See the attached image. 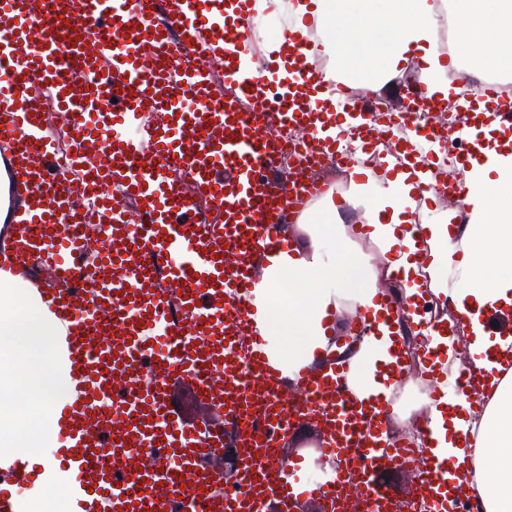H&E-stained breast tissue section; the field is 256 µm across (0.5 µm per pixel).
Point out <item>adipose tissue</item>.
<instances>
[{"label": "adipose tissue", "instance_id": "ef3b65f1", "mask_svg": "<svg viewBox=\"0 0 512 512\" xmlns=\"http://www.w3.org/2000/svg\"><path fill=\"white\" fill-rule=\"evenodd\" d=\"M257 11L289 12L296 19L314 17L328 33L323 52L334 63L329 79L368 75L378 91L414 53L424 62L420 80L429 96L448 100L452 86L435 50L437 0H257ZM451 15L462 47H476L465 61L470 72L512 74V0H453ZM378 29L385 38L369 54L361 52L362 33ZM487 162L474 165L467 201L471 220L460 241H450V227L430 228V243L448 239L456 287L432 268L427 286L448 297L469 315L468 351L472 366L492 371L512 357V334L489 326L490 313L512 307V150L500 149L492 128H484ZM414 185L410 174L389 163L383 175L351 181L349 195L363 209L369 236L389 269L411 274L416 226L409 216ZM311 250L266 254L264 276L254 291L255 320L262 335L289 369L314 364L329 341L324 321L331 305L347 302L354 309L376 310L377 275L367 260L347 246L342 224L326 223ZM498 266L489 275L490 266ZM62 328L47 307L31 295L27 282L0 271V450L31 456L59 445L47 430L56 408L71 399L70 381L54 364V340ZM353 379L363 388L382 385L398 361L397 338L379 324L361 348L347 351ZM37 411L39 424L17 414V407ZM431 452L448 461L452 472L470 474L481 512H512V374L499 380L481 416L470 408L431 412Z\"/></svg>", "mask_w": 512, "mask_h": 512}]
</instances>
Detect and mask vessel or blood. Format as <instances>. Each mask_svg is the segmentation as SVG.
Here are the masks:
<instances>
[{"mask_svg": "<svg viewBox=\"0 0 512 512\" xmlns=\"http://www.w3.org/2000/svg\"><path fill=\"white\" fill-rule=\"evenodd\" d=\"M66 2L59 13L51 0H0V270L30 282L66 328L55 362L75 389L57 414L71 512H305L311 501L343 512L344 499L397 512L408 498L440 499L444 464L383 442L393 398L357 389L333 351L285 373L255 324L256 270L288 246L278 226L306 223L325 198L344 202L327 180L281 179L282 128L301 129L304 154L360 165L336 153L341 114L322 110L325 83L313 64L321 40L285 31L259 77L255 0ZM285 56L298 64L281 80ZM345 100L364 114L358 138L371 153L379 125L368 102ZM451 107L407 93L404 136L390 154L417 175L415 206L454 200L465 226L468 165L453 151L435 167L424 155L454 134L442 118ZM492 123L512 136V93L496 83L472 126ZM77 191L98 226L90 244L70 228ZM60 241L71 260L55 265L48 287L34 266L53 263ZM92 250L102 259L96 278L85 268ZM378 300L388 326L401 329L409 299ZM421 360L428 402L438 404L447 362L432 347ZM143 372L148 380L136 384ZM178 382L196 404L223 411V422L175 405ZM457 384L468 403L491 390L467 364ZM307 427L320 435L319 458L351 459L349 485L337 468L300 483L298 456H276ZM230 447V467L217 465ZM395 469L412 475L410 496L385 481ZM44 474L0 453V512H27L20 491Z\"/></svg>", "mask_w": 512, "mask_h": 512, "instance_id": "obj_1", "label": "vessel or blood"}]
</instances>
